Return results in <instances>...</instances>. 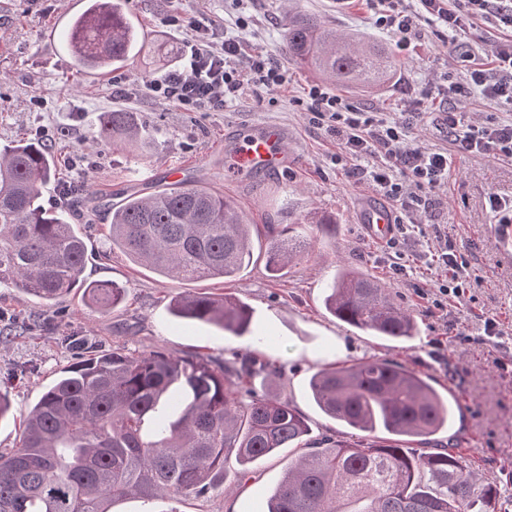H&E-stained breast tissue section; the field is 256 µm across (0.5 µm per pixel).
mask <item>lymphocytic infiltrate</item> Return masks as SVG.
I'll use <instances>...</instances> for the list:
<instances>
[{
  "mask_svg": "<svg viewBox=\"0 0 512 512\" xmlns=\"http://www.w3.org/2000/svg\"><path fill=\"white\" fill-rule=\"evenodd\" d=\"M375 23L396 36L401 52L413 49L420 19L448 34L447 43L468 68L462 80H434L410 88L396 112L365 109L324 87L304 88L296 104L309 125L333 140L335 161L356 183L372 187L398 212L395 226L426 223L448 184L452 159L512 158V37L491 44L477 57L473 40L479 22L512 29V0H368ZM167 26L190 31L177 67L148 80L143 88L153 99L189 111L220 112L247 93H274L287 85V69L260 48L249 47L239 32L219 31L203 15L170 14ZM493 101L497 115L474 118L462 104L472 96ZM449 138L447 149L425 145L422 129ZM446 271L433 290L437 309L449 296H461L469 264L441 251Z\"/></svg>",
  "mask_w": 512,
  "mask_h": 512,
  "instance_id": "obj_1",
  "label": "lymphocytic infiltrate"
}]
</instances>
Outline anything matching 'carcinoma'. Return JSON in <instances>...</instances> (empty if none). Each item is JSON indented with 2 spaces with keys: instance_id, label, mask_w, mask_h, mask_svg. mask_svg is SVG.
Instances as JSON below:
<instances>
[{
  "instance_id": "obj_1",
  "label": "carcinoma",
  "mask_w": 512,
  "mask_h": 512,
  "mask_svg": "<svg viewBox=\"0 0 512 512\" xmlns=\"http://www.w3.org/2000/svg\"><path fill=\"white\" fill-rule=\"evenodd\" d=\"M62 38L79 64L121 68L136 56L143 33L127 0H87ZM288 57L342 86H372L397 69V55L355 35L343 36L302 11L284 22ZM95 139L112 148L158 150L156 133L131 112L101 114ZM47 146L25 139L0 148V284L51 307L79 283L86 245L71 214L89 197L60 184L54 207L42 202L56 177ZM112 249L167 278L226 279L253 254L252 224L239 204L205 183L173 184L110 205ZM268 270L297 257V228H267ZM101 311L123 303L124 289L86 284ZM337 319L392 339L418 332L414 317L379 281L341 265L325 298ZM175 316L235 336L250 332L253 311L221 294L174 298ZM279 370L256 358L161 351L82 355L59 371L22 416L19 446L0 453V512H111L129 497H198L224 481L234 458L243 479L255 461L297 448L309 433L286 398L259 396L247 381ZM328 417L374 434L427 438L450 427L454 404L416 370L365 358L324 367L309 379ZM500 492L452 448H404L395 440L367 445L332 440L309 447L288 466L267 512H497Z\"/></svg>"
}]
</instances>
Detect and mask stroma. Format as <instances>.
I'll return each instance as SVG.
<instances>
[{
	"instance_id": "1",
	"label": "stroma",
	"mask_w": 512,
	"mask_h": 512,
	"mask_svg": "<svg viewBox=\"0 0 512 512\" xmlns=\"http://www.w3.org/2000/svg\"><path fill=\"white\" fill-rule=\"evenodd\" d=\"M85 0H0V145L47 128L60 178L88 172L83 184L95 199V212L73 218L85 238L83 276L110 281L126 290L125 303L110 312L87 303L75 288L54 309L38 307L10 285L0 287V388L10 412L0 420V451L21 439L20 416L32 407L57 373L73 360L66 339L74 336L89 349L108 353L122 348L143 353L163 350L180 357L252 354L281 365L279 378L257 384L258 394L287 398L308 421L309 441L324 438L353 442L361 432L327 418L308 391L318 369L337 362L380 358L408 364L431 377L456 400L454 425L432 436L429 447L465 449V462L500 491L501 512H512V247L497 236L489 195L512 198V159L455 157L442 202L431 223L411 226L395 243L372 241L361 220L364 209L383 197L354 182L330 155L335 147L308 127L294 99L315 75L294 62L286 67L288 88L277 93L247 94L223 112H188L161 105L143 90L145 80L169 68L159 61L169 44L183 45L187 31L165 25L167 15L204 13L216 26L234 25L244 14L251 21L244 35L249 45L283 58V21L291 10L320 16L341 33L357 32L384 44L392 36L374 25L365 0H130L129 8L144 31L140 53L114 73L90 72L77 65L59 40L69 19ZM464 66L443 48L429 24H421L416 48L403 57L396 78L380 91L352 95V102L396 111L401 90L440 76L462 77ZM124 80L125 95L112 93L113 78ZM121 109L136 113L161 142L154 156L112 150L93 141L101 113ZM279 125L288 138V163L277 170L243 173L231 157L243 134ZM180 166L182 180H202L236 199L258 228L291 224L305 227L307 256L289 264L283 276L266 269L265 241L256 239L248 267L235 279L182 281L155 274L110 247L106 210L109 200L148 193ZM336 217L335 236L318 232L316 221ZM451 245L469 260L477 276L464 297L447 311L434 309L418 295L433 287L440 273L434 255ZM410 266V274L396 270ZM358 268L379 279L416 319L417 336L397 343L361 332L327 313L323 296L338 265ZM191 291L229 294L253 310L249 333L231 336L214 326L175 318L172 297ZM498 320L502 337L487 336L483 316ZM298 449L284 448L256 461L248 477L237 480L236 463L219 489L182 500L147 504L125 499L112 512H265L266 502Z\"/></svg>"
}]
</instances>
